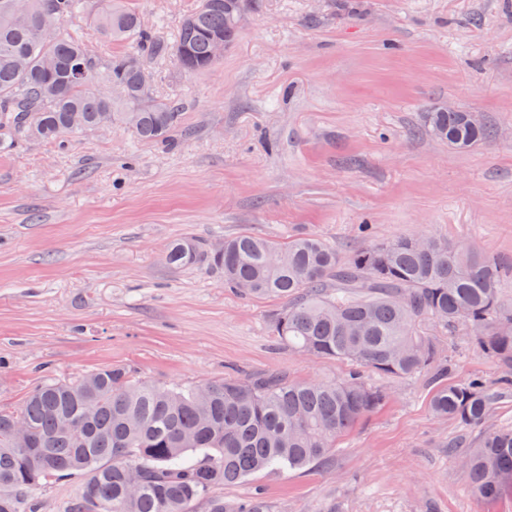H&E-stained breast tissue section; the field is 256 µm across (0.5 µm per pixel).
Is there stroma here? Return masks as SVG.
Instances as JSON below:
<instances>
[{"mask_svg": "<svg viewBox=\"0 0 512 512\" xmlns=\"http://www.w3.org/2000/svg\"><path fill=\"white\" fill-rule=\"evenodd\" d=\"M129 3L169 41L196 0ZM240 26L209 72L151 64L154 95L184 107L174 148L115 126L0 152V407L106 366L183 386L348 375L278 344L280 301L170 267L179 239L314 233L346 257L419 234L512 263V0H257ZM443 102L493 137L459 153L430 136L423 115ZM420 331L449 383L478 375L497 395L486 429L512 426V386L468 331ZM362 377L390 398L327 464L217 494L259 488L275 512H512V492L473 495L449 447L477 434L432 415V373Z\"/></svg>", "mask_w": 512, "mask_h": 512, "instance_id": "stroma-1", "label": "stroma"}]
</instances>
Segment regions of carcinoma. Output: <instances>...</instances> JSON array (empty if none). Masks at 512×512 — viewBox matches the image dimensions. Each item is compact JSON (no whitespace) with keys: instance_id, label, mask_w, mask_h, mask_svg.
Masks as SVG:
<instances>
[{"instance_id":"obj_1","label":"carcinoma","mask_w":512,"mask_h":512,"mask_svg":"<svg viewBox=\"0 0 512 512\" xmlns=\"http://www.w3.org/2000/svg\"><path fill=\"white\" fill-rule=\"evenodd\" d=\"M0 0V149L19 138L56 142L100 127L122 124L142 141L172 145L183 126L176 100L154 97L141 73L160 57L184 72L210 70L218 41L232 44L250 0H200L177 37L159 39L125 0H106L92 15L107 41L128 50L88 56L87 45L65 36L61 25L82 12L86 0ZM435 138L460 151L492 137L466 112H427ZM380 242L342 258L317 235L288 245L239 235L212 249L195 240L169 245L173 267L207 262L224 270V285L245 297H273L277 341L302 355L354 367L339 381L294 382L279 373L229 377L191 387L141 380L124 367L95 370L98 384L46 379L18 408L0 409V512H39L37 490L84 477L67 512H273L260 493L226 499L221 485L256 473L270 475L328 461L337 439L383 406L387 393L361 380L360 369L406 378L423 371L443 381L431 399L438 419L475 429L495 410L496 396L483 378L448 385L445 364L418 327L464 325L485 353L512 375V304L504 298L512 264L428 238ZM68 420L78 426L64 427ZM27 426L35 463L15 440ZM474 495L494 501L512 483V427L485 433L479 448L461 456ZM138 491L128 492L130 481Z\"/></svg>"}]
</instances>
